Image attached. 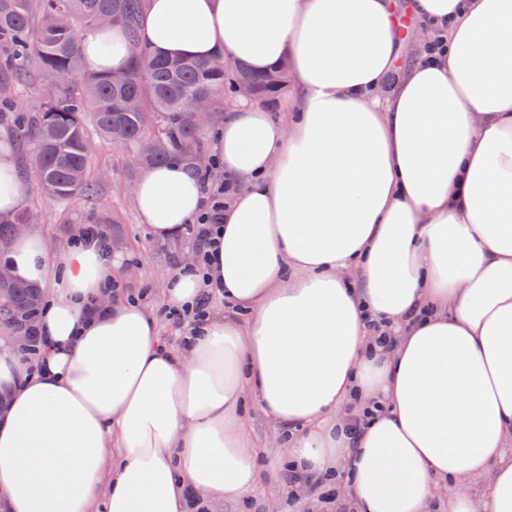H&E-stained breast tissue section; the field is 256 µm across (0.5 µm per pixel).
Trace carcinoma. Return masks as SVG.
Listing matches in <instances>:
<instances>
[{
	"label": "carcinoma",
	"instance_id": "cac0c4a2",
	"mask_svg": "<svg viewBox=\"0 0 512 512\" xmlns=\"http://www.w3.org/2000/svg\"><path fill=\"white\" fill-rule=\"evenodd\" d=\"M145 0H0V71L6 76L0 109L16 110L10 89L39 80L43 96L26 135L33 142L29 165L38 173V186L48 198L66 203L90 195L93 151L85 141L89 129L112 147L131 153L145 137L160 133L157 151L140 167L172 160L195 163L200 154L202 128L191 117L198 99L217 109L219 98L246 87L269 107L277 105L288 87V67L277 66L282 82L266 85V73L245 65L224 71L213 61L152 54L137 46L135 25ZM120 21L129 29V62L125 70L87 74L78 48L80 30ZM30 222L29 212L0 215V251L14 238V225ZM14 307L0 308L12 320L37 309L41 291L13 282Z\"/></svg>",
	"mask_w": 512,
	"mask_h": 512
}]
</instances>
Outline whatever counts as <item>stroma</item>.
Masks as SVG:
<instances>
[{
	"label": "stroma",
	"mask_w": 512,
	"mask_h": 512,
	"mask_svg": "<svg viewBox=\"0 0 512 512\" xmlns=\"http://www.w3.org/2000/svg\"><path fill=\"white\" fill-rule=\"evenodd\" d=\"M141 174L111 145L97 143L91 167L96 184L94 196H79L60 204L46 198L32 181H24L21 207L32 216V227L50 251L68 248L90 219H99L113 248L122 249L129 267L116 278L126 292L142 296L144 306L158 313L165 302L162 291L166 276L176 272L192 245L188 238L170 241L153 239L142 224L131 192ZM251 436L263 453L259 460L261 480L246 501L206 500L204 512H315L308 496L289 500L279 463L280 452L271 445V430L260 413L251 417Z\"/></svg>",
	"instance_id": "1"
}]
</instances>
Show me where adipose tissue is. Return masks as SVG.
<instances>
[{
	"label": "adipose tissue",
	"mask_w": 512,
	"mask_h": 512,
	"mask_svg": "<svg viewBox=\"0 0 512 512\" xmlns=\"http://www.w3.org/2000/svg\"><path fill=\"white\" fill-rule=\"evenodd\" d=\"M406 9L444 47L402 67ZM138 39L287 62L297 94L281 120L244 99L224 118L213 155L237 191L210 279L232 310L179 351L107 291L123 253L11 242L47 351L30 372L0 341V512L247 497L255 410L299 474H345L353 512H430L441 486L445 512H512V0H148ZM125 46L122 27L87 33L85 68L126 67ZM134 198L171 240L205 193L179 161L144 168Z\"/></svg>",
	"instance_id": "1"
}]
</instances>
